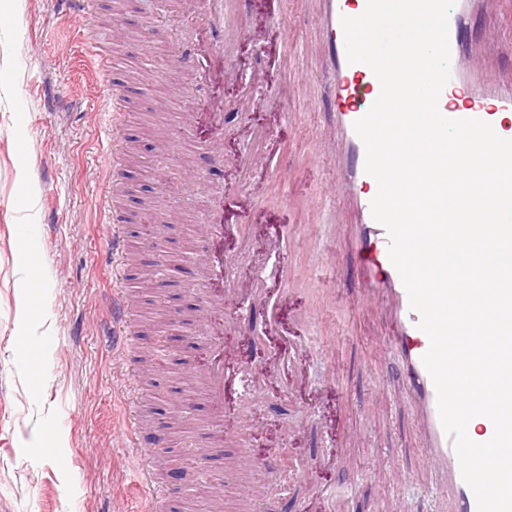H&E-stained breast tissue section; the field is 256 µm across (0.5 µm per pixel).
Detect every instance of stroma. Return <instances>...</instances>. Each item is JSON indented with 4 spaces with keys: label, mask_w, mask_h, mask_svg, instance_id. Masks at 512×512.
I'll return each mask as SVG.
<instances>
[{
    "label": "stroma",
    "mask_w": 512,
    "mask_h": 512,
    "mask_svg": "<svg viewBox=\"0 0 512 512\" xmlns=\"http://www.w3.org/2000/svg\"><path fill=\"white\" fill-rule=\"evenodd\" d=\"M0 512H213L212 487L196 481L205 465L225 478L224 512H238V486H258L257 512H306L321 489L351 486L342 512H445L437 477L421 464L407 394L387 375L385 327L360 302L356 256L335 225L299 209L327 201L333 177L324 135L330 92L308 50L316 14L295 0H243L246 34L206 63L207 77L176 67L213 36L184 0H92L87 20L63 17L57 0H0ZM100 54L85 57L86 40ZM120 72L108 75L107 60ZM120 101L126 138L113 182L101 164L98 117ZM224 103V131L206 115ZM194 115L191 137L220 140L224 163L186 151L159 167L146 126L173 131L175 115ZM231 188L224 201V239L238 288L254 296L242 315L225 299L223 315L224 444L199 459L187 452L209 423L203 408L185 413L154 458L176 459L180 480L165 473L157 502L145 504L135 479L138 461L126 448L125 408L140 413L137 438L152 446L154 424L170 421L187 393L186 365L203 367L206 346L172 315L195 314L193 286L205 270L186 250L192 223L171 224L157 248L138 225L115 224L111 212L153 201L161 213L200 212L204 195L188 198L175 174L182 167ZM136 250L135 266L111 250L110 235ZM181 267L153 292H135L130 328L137 346L113 355L108 292L128 277L151 276L158 255ZM36 260L42 284L39 317L23 312V263ZM283 270L264 279V265ZM323 302L310 328L298 315ZM276 302L279 327L268 333L264 305ZM165 326L169 365L141 375L152 354L141 336L146 320ZM32 342L41 369L32 382L16 361ZM264 371V395L240 393L245 366ZM335 456H328V444ZM278 457L275 476L265 465Z\"/></svg>",
    "instance_id": "35a3bbf8"
}]
</instances>
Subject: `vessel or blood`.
Instances as JSON below:
<instances>
[{"label":"vessel or blood","instance_id":"b4317fda","mask_svg":"<svg viewBox=\"0 0 512 512\" xmlns=\"http://www.w3.org/2000/svg\"><path fill=\"white\" fill-rule=\"evenodd\" d=\"M313 5L319 20L315 48L319 61L332 80L329 108L335 119L333 135L341 145L342 157L336 167L337 191L349 202L350 222L343 228L358 255V274L365 288L367 303L383 315L389 333L385 349L401 377L406 381L417 423L431 466L446 475L453 512H477L471 488L462 478L458 457L446 435L439 416L433 380L422 358L429 347L420 329V315L410 306L407 291L388 254L389 236L374 220L371 201L377 193L376 180L364 170L366 151L354 130L378 98L381 85L373 71L362 63L347 60L341 17L363 13L367 0H300ZM482 4L483 20L496 32L512 22V0H457L449 15L451 78L443 88L438 107L451 119L475 118L489 122L495 132L512 139V77L488 88L473 79L466 53V26L474 4ZM226 0H197L194 10L207 17L215 33L214 48L224 46ZM224 209L223 191H215L203 218L204 228L196 239V248L205 268L217 279L226 269L221 257L211 255L213 241L223 239L225 226L220 220ZM202 403L211 418L224 412V367L214 363L205 369Z\"/></svg>","mask_w":512,"mask_h":512}]
</instances>
